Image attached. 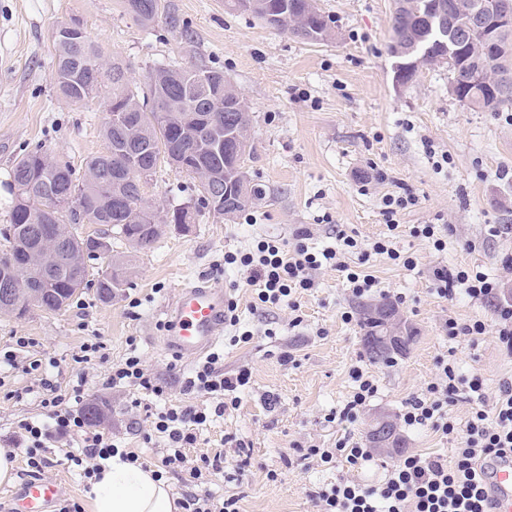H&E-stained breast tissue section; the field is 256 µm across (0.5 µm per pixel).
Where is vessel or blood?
Segmentation results:
<instances>
[{"label": "vessel or blood", "mask_w": 512, "mask_h": 512, "mask_svg": "<svg viewBox=\"0 0 512 512\" xmlns=\"http://www.w3.org/2000/svg\"><path fill=\"white\" fill-rule=\"evenodd\" d=\"M227 298L222 283L198 279L180 286L163 322L160 348L180 358H196L224 338ZM485 491L496 512H512V457L490 464L484 474ZM64 483L30 479L12 494L11 512H53L66 495Z\"/></svg>", "instance_id": "b4317fda"}]
</instances>
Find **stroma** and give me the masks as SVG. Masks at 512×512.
I'll return each mask as SVG.
<instances>
[{"label":"stroma","mask_w":512,"mask_h":512,"mask_svg":"<svg viewBox=\"0 0 512 512\" xmlns=\"http://www.w3.org/2000/svg\"><path fill=\"white\" fill-rule=\"evenodd\" d=\"M318 5L334 36L313 43L228 12L219 0H162L158 22L148 27L124 0H0V227L9 222V172L22 150L43 148L79 175L87 157L106 149V95L72 104L57 88L54 32L61 24L78 20L105 57L123 62L130 83H143L155 67L205 64L222 70L251 107L255 155L247 170L261 199L233 217L214 216L199 204L196 179L158 164L145 187L146 206L160 214L192 206L193 222L167 227L151 250L139 254L111 301L99 300L91 288L61 312H0V347L13 337H30L32 354L55 358L67 376L80 346L102 341L107 360L90 370L87 384L90 400L103 405L98 430L152 461L157 449L143 440L150 418L129 409L127 392L102 388L100 381L134 348L166 388L164 398L148 397L149 406L181 401V380L193 362L161 351L160 322L184 280L223 283L240 315L238 326L224 331V368L245 366L252 377L239 406L207 425L188 454L223 452L224 471L209 489L218 499L237 495L240 512H317L320 489L381 480L400 454L378 453L375 466L357 470L342 461L303 458L302 450L334 447L345 435L366 443L373 417H398L404 402L433 378L438 356L454 352L462 373H481L490 398L512 377V358L494 333L472 341L449 338L446 330L451 318L491 319V307L466 297L441 299L430 281L435 267H474L501 278L512 299V273L500 265L512 253V179L498 177L512 170V120L460 103L443 66L424 67L407 85L395 86L389 53L394 0ZM427 141L448 155L443 167L426 154ZM380 172L385 181H377ZM404 192L418 203L398 215L396 245L416 258V267L383 255L366 262L359 252L346 256L351 268H365L376 279L368 302L405 298L399 311L413 342L392 363H370L358 320H343L359 299L341 273L318 270L317 288L298 295L297 309H262L254 304L247 272L224 263L225 253L249 250L257 238L289 241L302 227L317 251L339 248L342 232L369 248L386 230L383 196ZM417 224L438 225L446 249L413 237ZM492 224L499 225V236H489ZM245 331L249 343H235ZM356 366L373 376L378 391L350 423L340 412L354 391L350 371ZM28 383L18 373L6 380L7 389L23 396L0 395V441L20 419L42 412L23 392Z\"/></svg>","instance_id":"1"}]
</instances>
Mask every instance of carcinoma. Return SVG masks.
<instances>
[{
    "label": "carcinoma",
    "instance_id": "carcinoma-1",
    "mask_svg": "<svg viewBox=\"0 0 512 512\" xmlns=\"http://www.w3.org/2000/svg\"><path fill=\"white\" fill-rule=\"evenodd\" d=\"M430 0H394V15L390 52L400 47L410 48L418 40L421 31L420 15L425 13ZM127 10L143 25L158 18L160 0H125ZM268 10L243 9L240 0H225V7L252 14L267 22L266 12L278 16L276 23L268 26L294 38L316 42L324 37H314L318 31L329 30L325 17L305 15L306 0H265ZM55 41L56 82L60 93L74 104L85 103L108 90L107 102L112 109L125 114L123 128H117L107 120L103 125L106 152L91 157L86 162L85 172L90 178H77L68 165L51 164L48 152L39 148L20 154L11 170V187L14 199L9 212V224L0 230L3 239L20 240L26 248H34L40 240L26 236L22 225L33 224L49 208L42 187L59 186L62 190L76 193L73 205L57 208L50 224L44 225L46 237L52 238L51 225L67 224L71 227V246L79 248L88 238L77 232L83 223L81 214L92 211L99 223L106 224L129 246L131 252L139 253L152 247L161 233L150 224H136L131 214L119 217L112 213V197L116 195L134 199L142 205L138 196L141 173L153 175L158 163L173 155L183 161L177 168L180 173L196 176V169L208 171L224 170V151L208 149L213 135L238 125L231 113L224 112L220 121L210 127L204 122L207 114L215 111L212 103L204 101L191 91L199 77L208 80L212 98L224 97V73L202 66L157 67L148 72L144 87L134 86L123 78L125 68L117 59L105 63L101 51L85 33L57 34ZM493 84L472 82V66H461L448 70L450 84L465 98V105L475 111L498 112L512 108V59H492L484 65ZM229 208H224V195L205 200L202 206L217 216L229 217L243 210L262 196V190L252 185V196H240L229 189ZM129 273V256L115 255L112 258V275L97 279L95 288L104 301L112 300L113 291L125 284ZM32 288H44V300L36 307L46 312H60L69 306L75 296L73 289L74 270L66 263L58 264L46 273L38 267L24 271ZM367 306L360 307L363 354L373 364L387 363L393 357L375 349L368 340L373 322L366 315Z\"/></svg>",
    "mask_w": 512,
    "mask_h": 512
}]
</instances>
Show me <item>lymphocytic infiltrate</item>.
I'll use <instances>...</instances> for the list:
<instances>
[{
    "instance_id": "lymphocytic-infiltrate-1",
    "label": "lymphocytic infiltrate",
    "mask_w": 512,
    "mask_h": 512,
    "mask_svg": "<svg viewBox=\"0 0 512 512\" xmlns=\"http://www.w3.org/2000/svg\"><path fill=\"white\" fill-rule=\"evenodd\" d=\"M416 204V197L410 194L383 196L382 214L389 233L373 243L374 254L414 266L413 257L402 255L395 248L391 232L397 227V215ZM309 238V231L302 228L289 242L261 239L252 251L225 255L224 262L246 268L248 282L257 286V299L264 306L282 305L293 294L316 288L312 272L320 268L343 273L354 296L372 292L373 276L351 269L344 259V249L357 246L354 238L343 236V250L319 252L309 248ZM432 279L440 298L466 296L493 306V319L489 322L448 320L450 338L475 340L491 331L506 355L512 356V300L503 297L501 280L477 269L445 267L434 268ZM30 344L29 337L18 336L11 346L0 349V388L5 385L6 372L28 376L26 391L39 398L46 417L19 420L9 443L23 449L29 476L43 475L50 467L47 449L64 447L68 450L67 460L80 467L85 481H92L106 462L120 453L110 437L91 430L83 412L86 371L104 360V346L96 340L84 342L74 358L77 369L64 384L55 372V360L24 356L23 351ZM251 376L244 367L234 373L225 372L223 352L209 353L185 376L183 401L157 412L152 432L145 434V441L161 448L159 473H174L183 480L184 490L178 501L182 512H239L235 496L218 501L207 488L209 476L224 469L223 454L203 455L193 461L186 451L196 447L203 427L237 406L239 394L249 385ZM102 384L131 392L129 405L134 409L141 407L143 396L164 394L163 386L148 374L142 357L136 353L113 365ZM201 395L209 397L208 405L198 404ZM462 396L472 402L473 409L461 425L450 408ZM400 419L409 428L428 427L445 436H458L461 446L449 460L439 454L406 455L375 484L347 481L322 489L315 497L319 512H494L484 492L481 469L485 463L512 453L511 378L502 381L494 398L489 399L481 374H462L454 359L441 356L436 361L434 379L420 394L405 401ZM76 439L81 445L79 453L74 454L69 446ZM123 456L132 462L138 459L132 452Z\"/></svg>"
}]
</instances>
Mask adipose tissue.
<instances>
[{"label": "adipose tissue", "instance_id": "adipose-tissue-1", "mask_svg": "<svg viewBox=\"0 0 512 512\" xmlns=\"http://www.w3.org/2000/svg\"><path fill=\"white\" fill-rule=\"evenodd\" d=\"M90 512H180L169 485L143 468L114 456L87 493Z\"/></svg>", "mask_w": 512, "mask_h": 512}]
</instances>
